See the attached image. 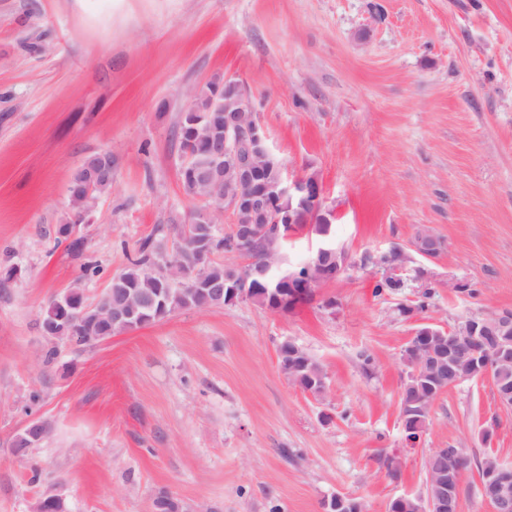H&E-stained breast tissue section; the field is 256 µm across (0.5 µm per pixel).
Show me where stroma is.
<instances>
[{"instance_id":"35a3bbf8","label":"stroma","mask_w":512,"mask_h":512,"mask_svg":"<svg viewBox=\"0 0 512 512\" xmlns=\"http://www.w3.org/2000/svg\"><path fill=\"white\" fill-rule=\"evenodd\" d=\"M219 75L249 90L289 177L322 181L347 277L286 313L241 301L81 351L48 341L52 299L77 283L96 303L146 238L174 251L173 219L202 205L179 179V116ZM98 151L112 154V188L79 219L69 185ZM62 224L76 225L81 251L57 242ZM422 227L444 242L435 257L412 246ZM396 246L405 286L375 295L371 259ZM10 267L0 512H32L48 494L66 512H152L161 491L185 512H322L336 495L389 512L423 495L433 449L473 460L490 449L512 466V409L490 380L436 399L416 444L399 413L401 353L417 329L512 311V0H0ZM427 290L428 308L409 314ZM287 339L324 365V395L282 375ZM34 416L48 438L13 453Z\"/></svg>"}]
</instances>
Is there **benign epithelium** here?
<instances>
[{
    "instance_id": "7a95c632",
    "label": "benign epithelium",
    "mask_w": 512,
    "mask_h": 512,
    "mask_svg": "<svg viewBox=\"0 0 512 512\" xmlns=\"http://www.w3.org/2000/svg\"><path fill=\"white\" fill-rule=\"evenodd\" d=\"M208 111L223 116V121L202 124L197 109L188 104L189 133L194 138H205L209 154L213 159L210 168L195 178L194 184L211 190L209 202L187 220V243L195 255L190 272L191 288L213 286L209 275V262L213 257L214 237L212 225L224 212L233 215L249 212L256 216V224H235L233 231L238 241L239 254H246L254 242L263 236L270 225L281 224L278 234L279 247L302 233L298 227L302 214L310 211L314 217L328 221L332 211L325 206L322 182L315 176H299L290 179L285 168L276 159L268 145L265 128L254 117L255 106L251 94L239 81L232 78L215 79L211 82ZM99 161L80 168V179L69 188V203L78 216L90 212L80 204L89 199L97 185L110 178L112 153H97ZM276 165L279 176L274 181L263 177L264 171ZM318 243L309 261L307 274L300 275L294 269L284 267L281 260L268 257L259 263L251 261L227 269L224 281L229 283L226 301H253L252 288L261 279L274 287L272 297L280 304L277 311L289 305L295 309L313 297L316 288L329 277L335 279L349 270L351 258L346 249L336 243L329 232L317 233ZM413 248L420 255L432 258L437 255L438 238L428 229L417 232ZM142 314L139 305L126 302L121 306L108 299L93 306L76 305L70 292L57 297L48 316L40 319L41 330L46 338L59 341L68 336L69 322L78 320L94 325H115V333L130 331L140 324ZM512 332V315L496 313L480 321L469 319L452 331L439 330L433 326L420 327L416 333L411 378H430L436 382L446 371L454 372L455 382L462 383L473 377L491 376L493 365L512 361V352L500 350L492 357H484L481 350L486 347L487 337L503 336ZM292 350V360H282L280 371L289 376L301 359L302 348L292 340L283 341ZM48 433L47 425L37 417L26 424V435L33 441L43 440ZM458 465L443 467L427 473L425 493L418 498V512H459L456 491L462 476L464 455L456 451ZM482 498L493 512H512V468L496 461L487 465L486 481L479 484ZM181 509V504L168 492L157 494L153 512H170Z\"/></svg>"
}]
</instances>
